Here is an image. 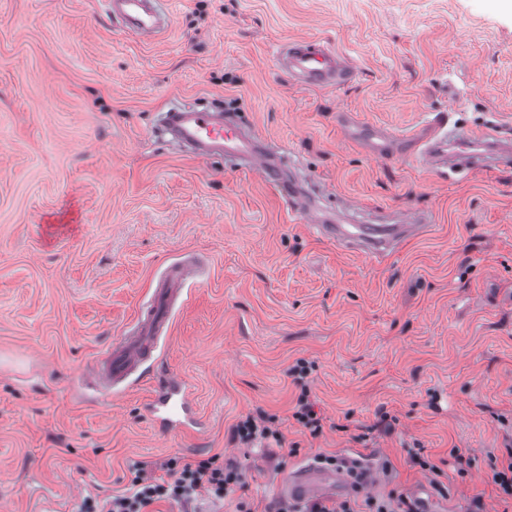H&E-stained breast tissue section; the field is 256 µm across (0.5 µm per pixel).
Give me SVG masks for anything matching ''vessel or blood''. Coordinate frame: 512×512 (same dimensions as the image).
<instances>
[{
	"mask_svg": "<svg viewBox=\"0 0 512 512\" xmlns=\"http://www.w3.org/2000/svg\"><path fill=\"white\" fill-rule=\"evenodd\" d=\"M107 11L120 19L127 31L152 39L165 28L153 0H105ZM278 66L299 85L338 87L349 83L354 71L335 51L314 41L285 43L276 51ZM339 121L347 138L360 144L377 158L401 157L441 174L465 171L470 151L498 146L497 136L455 125L449 129L426 126L421 136L395 138L375 126H364L347 113ZM163 124L173 140L187 147L195 156L223 157L228 164L258 174L280 187L291 211L302 216L313 228L338 245H357L373 259L383 258L406 240L429 231L432 218L424 214L403 216L397 224H338L332 214L318 204L308 186L293 181L286 162L290 152L285 146L269 142L236 112H212L189 106H173L163 117ZM192 270L174 267L152 289L131 329L115 342L108 359L100 367L105 380L119 384L132 371L153 373L154 359L162 339L171 330L173 302L182 298ZM150 417L167 432L189 427L202 429L203 422L194 410L192 394L180 378L170 377L156 387L146 402ZM343 474L309 465L291 475L281 486L285 496L325 497L348 490Z\"/></svg>",
	"mask_w": 512,
	"mask_h": 512,
	"instance_id": "obj_1",
	"label": "vessel or blood"
}]
</instances>
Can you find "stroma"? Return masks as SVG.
Masks as SVG:
<instances>
[{"label": "stroma", "mask_w": 512, "mask_h": 512, "mask_svg": "<svg viewBox=\"0 0 512 512\" xmlns=\"http://www.w3.org/2000/svg\"><path fill=\"white\" fill-rule=\"evenodd\" d=\"M170 24L130 35L102 0H0V512H77L126 488L136 462L234 459L248 483L204 512L280 500L299 467L339 455L376 469L357 500L398 492L431 512H512L490 457L512 453V166L451 177L376 159L340 112L413 136L447 118L512 143V0H158ZM354 67L344 88L290 85L285 41ZM245 113L290 147L297 180L345 223L435 220L380 260L289 212L255 173L205 161L161 128L171 104ZM204 271L175 302L163 369L194 390L204 435L161 432L143 405L86 387L155 281ZM324 417L292 418L296 360ZM276 416L273 457L232 427ZM391 433L374 431L380 413ZM439 462L447 496L407 450ZM470 456L458 474L451 450ZM390 471H383V462Z\"/></svg>", "instance_id": "stroma-1"}]
</instances>
